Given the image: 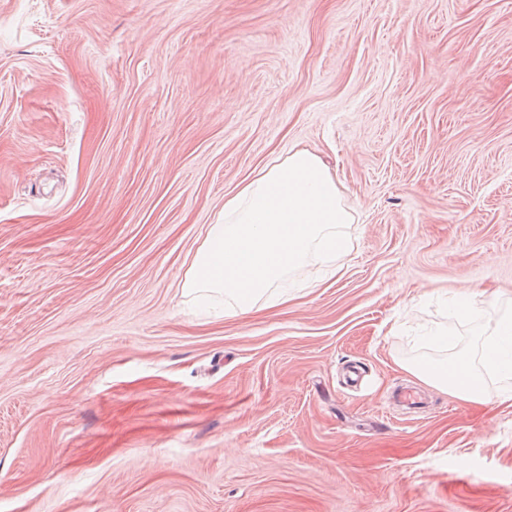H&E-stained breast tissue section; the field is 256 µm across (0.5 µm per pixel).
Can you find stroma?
Returning a JSON list of instances; mask_svg holds the SVG:
<instances>
[{
    "instance_id": "stroma-1",
    "label": "stroma",
    "mask_w": 512,
    "mask_h": 512,
    "mask_svg": "<svg viewBox=\"0 0 512 512\" xmlns=\"http://www.w3.org/2000/svg\"><path fill=\"white\" fill-rule=\"evenodd\" d=\"M293 148L347 253L197 310L225 195ZM505 309L512 0H0V512H512V385L408 370ZM456 313L455 320H465L477 313L483 306L488 304L484 293L477 287L463 288L455 292ZM465 309L464 311H460ZM409 370L415 372L426 382L447 391L467 403H482L485 390L481 378L463 359L449 361L448 364L412 365Z\"/></svg>"
}]
</instances>
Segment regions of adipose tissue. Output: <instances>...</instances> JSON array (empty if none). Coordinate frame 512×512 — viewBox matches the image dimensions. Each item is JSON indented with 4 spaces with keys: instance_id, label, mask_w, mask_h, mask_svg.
I'll return each instance as SVG.
<instances>
[{
    "instance_id": "obj_1",
    "label": "adipose tissue",
    "mask_w": 512,
    "mask_h": 512,
    "mask_svg": "<svg viewBox=\"0 0 512 512\" xmlns=\"http://www.w3.org/2000/svg\"><path fill=\"white\" fill-rule=\"evenodd\" d=\"M351 221L335 177L314 153L294 148L285 156L272 155L225 197L182 280L183 292L202 306L228 298L240 314L272 296L287 300L278 288L283 278L311 252L339 256L336 228ZM483 362L487 372L512 378L511 313L492 326ZM412 370L461 401L484 399L481 378L465 360L416 364Z\"/></svg>"
}]
</instances>
